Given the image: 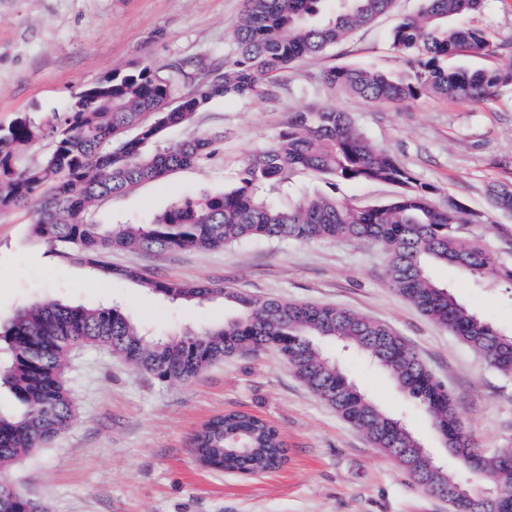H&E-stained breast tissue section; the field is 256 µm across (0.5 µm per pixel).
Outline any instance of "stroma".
I'll list each match as a JSON object with an SVG mask.
<instances>
[{
  "label": "stroma",
  "mask_w": 512,
  "mask_h": 512,
  "mask_svg": "<svg viewBox=\"0 0 512 512\" xmlns=\"http://www.w3.org/2000/svg\"><path fill=\"white\" fill-rule=\"evenodd\" d=\"M422 0H395L394 8L323 54L300 60L283 80L276 101L214 100L192 124L169 128L176 142L202 131L224 138L204 163L100 201L86 215L92 224H143L175 201L237 184L244 162L269 147L288 115L332 105L350 113L377 146L386 148L420 182L437 188L435 206L462 202L470 213L465 236L479 238L494 256L512 263V213L493 211L489 185L512 182V83L489 103L432 95L413 105L374 106L329 87L325 71L361 65L395 76L411 71L389 35ZM244 0H0V126L23 114L64 112L79 91L113 71L181 64L187 75L219 64ZM449 25L484 30L495 55H463V69L512 70V0H482L478 10ZM266 195L290 203L330 195L360 205L386 202L397 186L328 182L298 170ZM33 210H0V323L38 300L109 306L122 303L138 324L170 336L185 328L222 325L234 309L223 298L172 303L122 277V270L182 283H204L253 297L331 305L358 311L405 337L453 394L458 420L483 448H512V380L447 329L422 315L385 283L382 249L367 241L277 243L251 239L220 250L146 254L115 251L104 276L81 261L61 262L31 235ZM432 275L459 303L498 330L512 331V287H489L446 266ZM327 351L345 374L410 431L447 470L464 474L473 493H493L484 475L464 472L428 416L400 394L364 354L335 344ZM64 379L76 407L66 430L45 451L23 457L8 478L49 512H449L391 457L322 402L289 370L275 349L232 356L187 383H164L106 348H75ZM247 413L279 432L286 461L259 475L202 467L192 440L212 418Z\"/></svg>",
  "instance_id": "obj_1"
}]
</instances>
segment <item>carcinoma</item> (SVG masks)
Returning <instances> with one entry per match:
<instances>
[{"label": "carcinoma", "instance_id": "cac0c4a2", "mask_svg": "<svg viewBox=\"0 0 512 512\" xmlns=\"http://www.w3.org/2000/svg\"><path fill=\"white\" fill-rule=\"evenodd\" d=\"M244 0L222 66L201 70L175 107L168 106L181 74L172 65L161 74L150 66L112 74L97 92H79L82 108L51 118L23 115L0 127V208L32 201V233L61 260H83L98 270L138 281L171 302H204L221 295L238 310L219 327L188 328L178 337H157L136 324L125 309L31 303L0 328V387L22 403L15 415L0 414V473L24 455L49 447L72 421L74 407L62 375L69 351L92 343L123 357L162 382H186L226 357L257 354L273 347L289 369L338 415L358 427L376 448H415L420 441L397 418L383 412L352 386L336 361L323 350L339 341L362 351L382 368L399 390L418 404L450 448L461 450L467 469L491 476L512 494V471L499 455L478 447L461 427L454 399L401 336L363 314L335 306L280 299H257L222 288L167 281L102 264L116 249L166 252L222 249L242 240H369L381 246L389 286L436 324L459 337L490 367L512 379V334L471 313L433 279L431 270L451 266L489 286L512 285V265L460 233L468 223L464 207L431 201L435 187L421 183L389 151L370 142L347 112L332 105L288 116L286 130L268 149L247 159L238 185L213 195L173 203L148 224H90L88 209L97 201L144 181L198 164L212 155L213 138L199 133L144 154L145 142L172 126L188 125L218 98L278 97L282 77L304 58L344 42L357 28L388 13L395 0ZM481 0H424L422 10L404 18L391 43L412 58L409 80L394 79L359 65L328 70L324 82L379 106H408L433 95L479 103L512 82V70L468 71L448 60L464 53L488 55L498 49L475 28H450L447 19L477 10ZM49 139L52 147L33 163L22 161L28 147ZM303 169L335 180L385 182L401 188L394 199L356 206L327 195L304 198L287 208L262 199V187L285 181ZM493 207L512 208V189L488 188ZM194 447L220 457L224 469L264 472L284 459L275 429L246 414H229L195 435ZM0 512H46L11 483L0 479Z\"/></svg>", "mask_w": 512, "mask_h": 512}]
</instances>
